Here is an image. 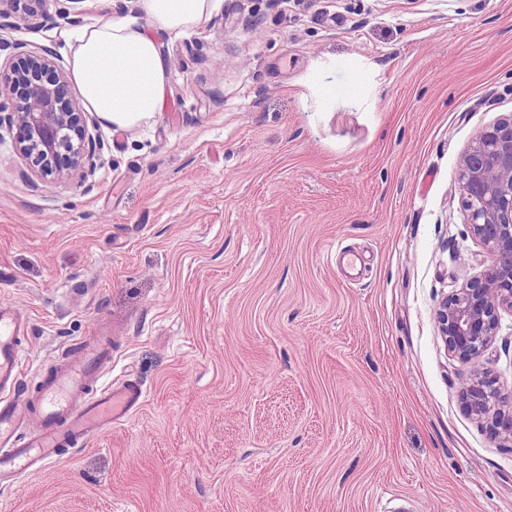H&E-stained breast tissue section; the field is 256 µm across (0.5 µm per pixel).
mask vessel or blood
<instances>
[{"mask_svg": "<svg viewBox=\"0 0 512 512\" xmlns=\"http://www.w3.org/2000/svg\"><path fill=\"white\" fill-rule=\"evenodd\" d=\"M27 318L0 304V483L85 444L140 408L139 384L98 386L112 339L76 342L52 367L22 374Z\"/></svg>", "mask_w": 512, "mask_h": 512, "instance_id": "vessel-or-blood-1", "label": "vessel or blood"}]
</instances>
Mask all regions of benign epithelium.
I'll return each instance as SVG.
<instances>
[{"label": "benign epithelium", "mask_w": 512, "mask_h": 512, "mask_svg": "<svg viewBox=\"0 0 512 512\" xmlns=\"http://www.w3.org/2000/svg\"><path fill=\"white\" fill-rule=\"evenodd\" d=\"M30 0H0V18L34 17ZM56 17L81 23L83 0H60ZM0 65V122L16 124V148L31 172L47 183L96 166L101 144L89 133V113L72 102L68 72L57 54L19 44ZM458 191L469 232L480 244L485 268L444 298L436 325L449 353L462 361L480 358L499 327L500 311L512 312V113L477 131L458 157ZM467 411L491 418V433L512 440V396L476 374L461 390Z\"/></svg>", "instance_id": "obj_1"}]
</instances>
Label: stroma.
<instances>
[{
    "label": "stroma",
    "instance_id": "obj_1",
    "mask_svg": "<svg viewBox=\"0 0 512 512\" xmlns=\"http://www.w3.org/2000/svg\"><path fill=\"white\" fill-rule=\"evenodd\" d=\"M0 29L71 60L55 0ZM163 111L46 184L0 129V302L26 367L110 323L142 407L0 485V512H512V441L459 391L512 395V313L477 363L439 301L481 273L458 193L512 113V0H214Z\"/></svg>",
    "mask_w": 512,
    "mask_h": 512
}]
</instances>
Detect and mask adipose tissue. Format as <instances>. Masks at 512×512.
Wrapping results in <instances>:
<instances>
[{"label": "adipose tissue", "instance_id": "1", "mask_svg": "<svg viewBox=\"0 0 512 512\" xmlns=\"http://www.w3.org/2000/svg\"><path fill=\"white\" fill-rule=\"evenodd\" d=\"M149 27L108 18L69 32L71 80L83 108L108 126L129 128L162 111L166 63L154 30L182 33L198 25L213 0H139Z\"/></svg>", "mask_w": 512, "mask_h": 512}]
</instances>
